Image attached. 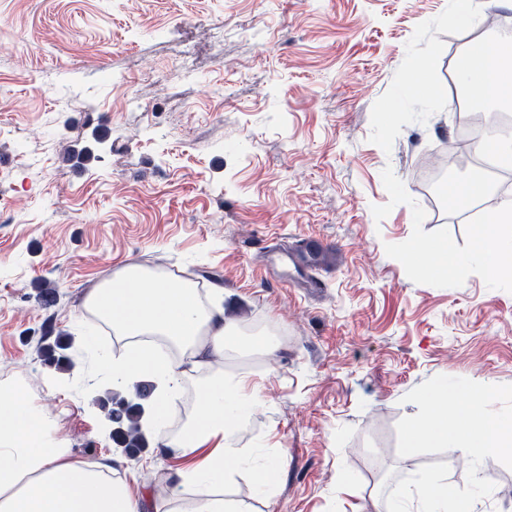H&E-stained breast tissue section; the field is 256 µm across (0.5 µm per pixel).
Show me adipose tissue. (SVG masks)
I'll list each match as a JSON object with an SVG mask.
<instances>
[{"instance_id":"adipose-tissue-1","label":"adipose tissue","mask_w":512,"mask_h":512,"mask_svg":"<svg viewBox=\"0 0 512 512\" xmlns=\"http://www.w3.org/2000/svg\"><path fill=\"white\" fill-rule=\"evenodd\" d=\"M461 73L476 96L486 102L512 100V58L503 59L493 43L482 48L463 44ZM495 220L501 229L482 235L470 256H451L426 246L432 273L459 275L479 265L486 275L512 280V199L501 203ZM83 309L129 339L125 354L99 359L109 379L130 385L150 377L162 395L151 424L164 431L176 413L175 395L183 381L185 357L223 358L241 346L240 334L224 320L215 300H201L187 280L166 277L136 265L118 271L93 289ZM249 373L227 375L215 370L200 386V409L165 444L181 466L164 477L172 507L159 505L151 492L132 494L128 479L74 458L54 436V422L25 392L21 381H0V512H249L242 501L226 497L224 487L248 473L255 496L273 497V486L284 458L240 447L238 431L255 406ZM448 390L434 389L427 397L429 412L413 422L409 448L424 441L462 449L478 465L485 453L512 457V414L495 413L472 402L448 410ZM396 512H473L470 498L458 495L447 477L422 487L416 506L399 500Z\"/></svg>"}]
</instances>
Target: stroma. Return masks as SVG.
Instances as JSON below:
<instances>
[{"label":"stroma","instance_id":"35a3bbf8","mask_svg":"<svg viewBox=\"0 0 512 512\" xmlns=\"http://www.w3.org/2000/svg\"><path fill=\"white\" fill-rule=\"evenodd\" d=\"M492 0H0V378L16 374L55 416L57 436L94 465L124 458L132 491L168 495L178 459L149 435L123 457L105 437L109 384L84 345L86 294L123 267L192 281L224 307L245 302L271 352L186 358L178 431L217 367L249 370L257 403L242 445L285 462L272 502L248 475L228 496L252 512H386L447 475L475 512L512 507V458L479 472L452 447L405 458L414 419L443 382L512 409V282L479 267L439 276L404 261L474 251L512 198L506 178L463 205L448 186L487 173L477 157L432 193L474 93L459 48ZM195 50L196 77L181 50ZM426 76L443 100L415 89ZM75 154L64 158L60 145ZM319 236L343 257L314 294L284 286L288 238ZM54 281L46 302L38 285ZM71 342L61 372L37 351L46 316ZM347 476V488L337 485Z\"/></svg>","mask_w":512,"mask_h":512}]
</instances>
